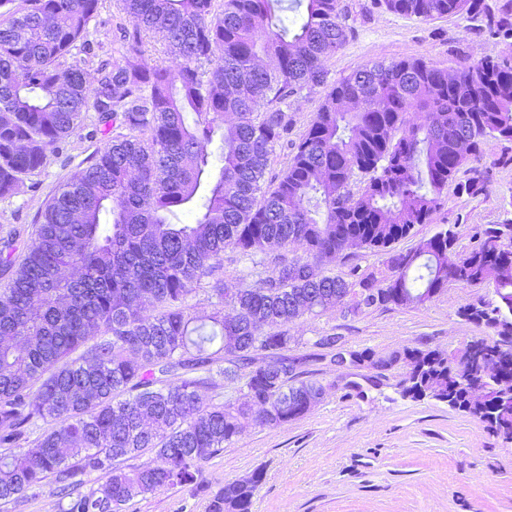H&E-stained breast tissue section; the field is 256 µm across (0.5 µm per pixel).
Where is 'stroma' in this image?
<instances>
[{"mask_svg":"<svg viewBox=\"0 0 512 512\" xmlns=\"http://www.w3.org/2000/svg\"><path fill=\"white\" fill-rule=\"evenodd\" d=\"M340 5L351 32L344 48L324 62L329 83L379 61L423 57L453 70L508 51L504 44L463 32L456 17L423 21L389 12L384 0H340ZM121 15L120 0H104L90 22L93 54L74 51L88 72L121 61L115 37ZM326 93L322 86L293 97L292 131L271 155L266 180H276L286 169L294 143ZM102 146L79 134L49 153L33 186L0 199V236L14 228L31 232L57 184ZM505 151L496 141L483 147V161L491 169L485 195L448 192L432 223L422 225L417 237L401 239L396 250L410 249L418 237L448 227L458 234V251L471 249L477 227L500 221L502 197L512 189V166L498 163ZM488 295L485 288L452 284L415 307L353 313L340 305L290 322L288 354L301 358L304 379L324 386L322 401L280 426H247L203 464L201 480L214 490L262 470L252 512H512V441L445 404L401 396L404 362L382 370L366 362L340 367L323 360L324 350L317 345L321 337L333 336L342 348L371 350L380 357L407 348L450 355L471 338H490L485 326L460 316L461 308ZM208 492L163 489L135 498L126 512H209Z\"/></svg>","mask_w":512,"mask_h":512,"instance_id":"obj_1","label":"stroma"}]
</instances>
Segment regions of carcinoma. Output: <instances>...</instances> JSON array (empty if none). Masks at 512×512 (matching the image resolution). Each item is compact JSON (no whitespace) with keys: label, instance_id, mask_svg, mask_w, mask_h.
<instances>
[{"label":"carcinoma","instance_id":"carcinoma-1","mask_svg":"<svg viewBox=\"0 0 512 512\" xmlns=\"http://www.w3.org/2000/svg\"><path fill=\"white\" fill-rule=\"evenodd\" d=\"M398 14L459 16L467 30L512 48V0H385ZM102 0H0V198L18 194L48 151L96 112L106 140L52 194L13 258L21 231L0 243V502L47 485L61 512H125L164 488L209 487L202 464L248 425L304 416L324 387L288 361L280 331L347 298L352 310L413 307L448 283L505 289L512 300V194L478 247L458 254L450 228L406 252L392 245L430 224L448 187L485 193L482 145L512 144V69L485 57L449 72L425 58L366 65L333 83L274 188L263 189L275 147L293 126L289 99L328 82L323 61L347 42L339 0H122L123 62L94 78L78 60ZM299 15L286 25L280 12ZM160 34L171 65L144 66ZM411 112L427 113L413 123ZM220 143L221 166L211 158ZM301 243L304 255L288 257ZM265 276L224 293V250ZM361 249L384 269L326 275L319 265ZM210 287L198 322L188 298ZM230 303L233 314L224 311ZM492 301L464 319L512 339ZM403 391L448 406L512 438V394L438 351L406 349ZM218 373L245 401L206 404ZM45 427L33 450L32 427ZM146 449L155 458L124 462ZM94 487L80 491L84 478ZM262 473L224 483L210 512H251Z\"/></svg>","mask_w":512,"mask_h":512}]
</instances>
